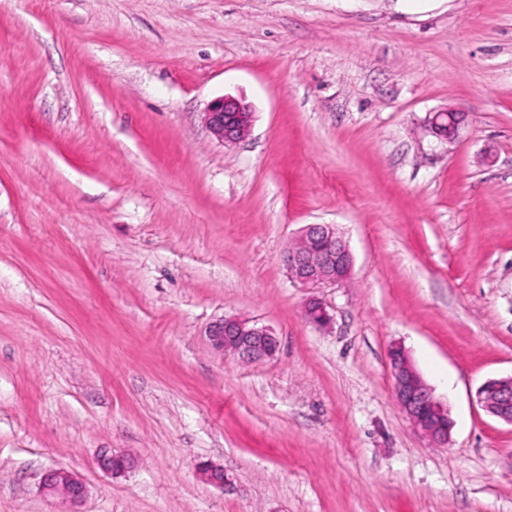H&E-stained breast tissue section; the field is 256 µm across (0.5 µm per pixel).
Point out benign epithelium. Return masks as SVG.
<instances>
[{
    "instance_id": "7a95c632",
    "label": "benign epithelium",
    "mask_w": 512,
    "mask_h": 512,
    "mask_svg": "<svg viewBox=\"0 0 512 512\" xmlns=\"http://www.w3.org/2000/svg\"><path fill=\"white\" fill-rule=\"evenodd\" d=\"M204 120L218 141L235 143L249 134L252 114L241 101L222 97L211 102L204 112ZM461 121V113L448 109L435 113L429 126L436 137L450 141L457 135ZM352 266L349 246L336 235L331 224L306 225L288 255L292 277L313 290L346 280ZM306 315L317 326L331 320L323 302L315 295L310 297ZM207 337L215 350L230 352L248 364L271 359L279 350V339L271 328L234 316L210 325ZM388 357L394 398L400 410L433 444H446L453 428L448 407L434 397L402 347H392ZM477 397L486 412L512 425V375L486 381L478 389ZM199 472L201 479L209 485L220 489L227 485L228 479L221 466L205 462L199 466ZM42 489L50 495L61 493L73 501L82 500L86 494L84 483L63 469L46 474Z\"/></svg>"
}]
</instances>
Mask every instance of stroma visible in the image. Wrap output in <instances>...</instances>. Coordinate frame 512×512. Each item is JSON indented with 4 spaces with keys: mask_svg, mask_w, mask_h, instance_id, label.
I'll use <instances>...</instances> for the list:
<instances>
[{
    "mask_svg": "<svg viewBox=\"0 0 512 512\" xmlns=\"http://www.w3.org/2000/svg\"><path fill=\"white\" fill-rule=\"evenodd\" d=\"M307 224L354 256L325 328L288 271ZM227 316L276 356L213 351ZM395 344L447 445L399 409ZM510 375L512 0H0V512H512V425L477 401ZM58 468L81 503L42 492ZM204 120L218 141L235 143L249 134L252 114L241 101L222 97L211 102L204 112ZM462 117L461 113L452 109L435 113L429 122L431 133L440 140H452L458 133Z\"/></svg>",
    "mask_w": 512,
    "mask_h": 512,
    "instance_id": "obj_1",
    "label": "stroma"
}]
</instances>
